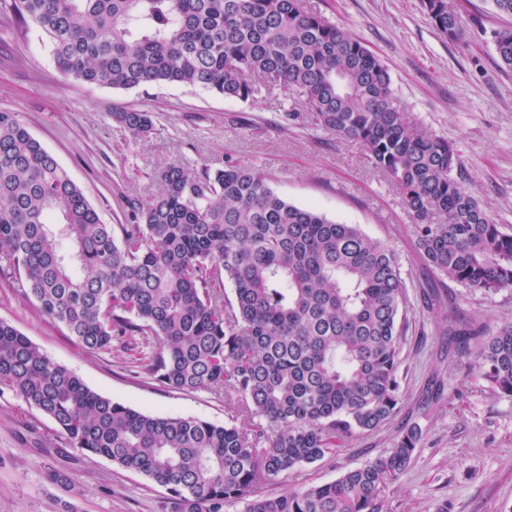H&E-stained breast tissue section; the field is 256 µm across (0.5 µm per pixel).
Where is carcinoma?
<instances>
[{"label": "carcinoma", "instance_id": "cac0c4a2", "mask_svg": "<svg viewBox=\"0 0 512 512\" xmlns=\"http://www.w3.org/2000/svg\"><path fill=\"white\" fill-rule=\"evenodd\" d=\"M423 4L448 40L464 36L454 0ZM1 17L39 28L80 85L200 86L241 101L285 91L396 185L427 265L468 288H512V235L459 181L453 145L415 128L380 58L305 0H0ZM494 44L512 67V28ZM112 119L133 139L153 128L143 108ZM159 179L152 203L127 202L131 223L104 224L20 114L1 109L0 254L81 346L148 350L157 383L222 391L259 419L254 429L114 402L2 319L0 387L71 447L163 487L174 512H224L239 499L247 512H379L420 441L415 426L332 482L274 498L256 489L397 413L395 252L357 224L289 203L249 166L170 164ZM454 336L475 348L467 368L512 398V323Z\"/></svg>", "mask_w": 512, "mask_h": 512}]
</instances>
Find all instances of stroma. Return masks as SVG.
<instances>
[{"instance_id":"obj_1","label":"stroma","mask_w":512,"mask_h":512,"mask_svg":"<svg viewBox=\"0 0 512 512\" xmlns=\"http://www.w3.org/2000/svg\"><path fill=\"white\" fill-rule=\"evenodd\" d=\"M306 2L381 59L400 107L455 146L464 185L512 235V67L500 62L493 42L512 18L499 15L492 0H456L465 35L452 42L433 26L422 0ZM137 104L152 107L154 127L132 140L111 113ZM289 107L278 90L239 101L199 87H85L58 72L39 29L0 21V108L19 112L103 223H127V200L152 202L166 164L215 170L231 161L268 175L289 203L359 225L396 252L405 285L399 412L377 431L278 476L261 495L334 481L416 427L421 440L408 469L384 492L381 512H512V398L467 370L448 334L452 326L490 334L512 323V289L486 293L437 274L416 247L401 192L358 144L321 127L314 113L289 120ZM0 319L113 401L150 414L232 420L247 430L256 423L232 414L211 391L158 385L146 360L79 345L41 315L24 293L23 273L3 258ZM53 470L70 477V489L50 482ZM0 512H171V505L164 488L70 447L51 419L0 388Z\"/></svg>"}]
</instances>
